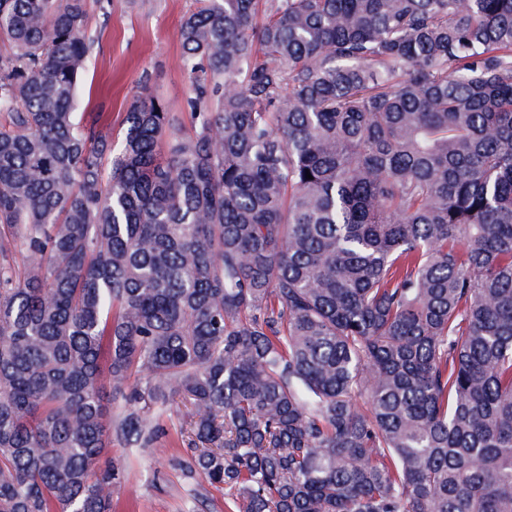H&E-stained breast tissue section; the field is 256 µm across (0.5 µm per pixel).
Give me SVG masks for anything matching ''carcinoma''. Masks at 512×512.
<instances>
[{"label": "carcinoma", "instance_id": "1", "mask_svg": "<svg viewBox=\"0 0 512 512\" xmlns=\"http://www.w3.org/2000/svg\"><path fill=\"white\" fill-rule=\"evenodd\" d=\"M84 16L0 0V512L175 394L233 512H512V0H199L118 143Z\"/></svg>", "mask_w": 512, "mask_h": 512}]
</instances>
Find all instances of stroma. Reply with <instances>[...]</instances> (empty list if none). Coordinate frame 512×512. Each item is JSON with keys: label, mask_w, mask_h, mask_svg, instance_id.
Here are the masks:
<instances>
[{"label": "stroma", "mask_w": 512, "mask_h": 512, "mask_svg": "<svg viewBox=\"0 0 512 512\" xmlns=\"http://www.w3.org/2000/svg\"><path fill=\"white\" fill-rule=\"evenodd\" d=\"M195 0H86L84 24L91 40L80 88L77 119L89 124L103 113L112 137H120L141 84L161 97L192 134L190 79L180 67L179 26ZM190 405L173 397L156 417L162 451L113 444L123 471L112 487L114 512H228L222 491L176 466L186 457Z\"/></svg>", "instance_id": "obj_1"}]
</instances>
